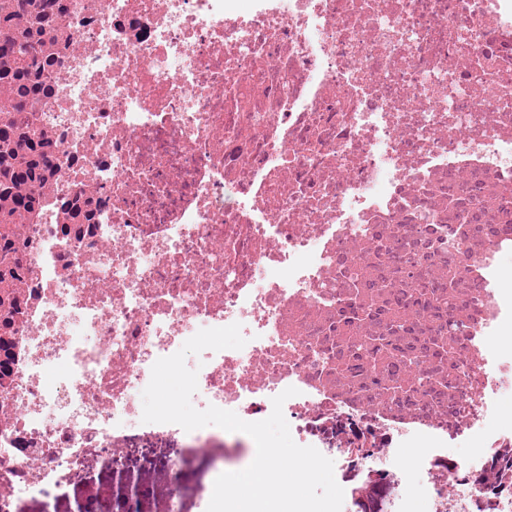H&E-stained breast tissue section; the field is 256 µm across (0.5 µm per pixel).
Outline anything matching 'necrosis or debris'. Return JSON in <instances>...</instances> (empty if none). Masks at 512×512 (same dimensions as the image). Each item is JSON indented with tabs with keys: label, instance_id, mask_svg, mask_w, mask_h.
<instances>
[{
	"label": "necrosis or debris",
	"instance_id": "4bbe7bcc",
	"mask_svg": "<svg viewBox=\"0 0 512 512\" xmlns=\"http://www.w3.org/2000/svg\"><path fill=\"white\" fill-rule=\"evenodd\" d=\"M43 2L71 26L12 115L49 166L0 239V512H143L158 467L180 512L184 462L246 444L142 423V392L233 323L193 406L296 388L342 512H512V0Z\"/></svg>",
	"mask_w": 512,
	"mask_h": 512
}]
</instances>
